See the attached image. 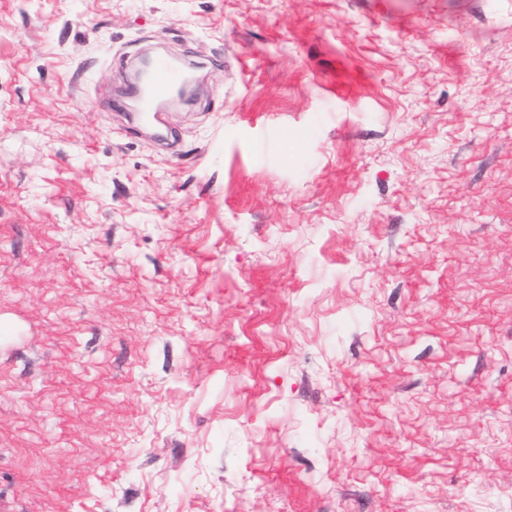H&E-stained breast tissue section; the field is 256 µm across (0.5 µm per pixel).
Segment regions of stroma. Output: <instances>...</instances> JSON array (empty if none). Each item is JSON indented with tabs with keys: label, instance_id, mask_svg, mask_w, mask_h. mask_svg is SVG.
<instances>
[{
	"label": "stroma",
	"instance_id": "1",
	"mask_svg": "<svg viewBox=\"0 0 512 512\" xmlns=\"http://www.w3.org/2000/svg\"><path fill=\"white\" fill-rule=\"evenodd\" d=\"M0 512H512V0H0ZM184 77L180 65L169 57L159 55L154 58L150 82L144 87L136 86L131 91L133 97L140 100L141 109L138 113L143 124L158 129L166 125L161 104L173 96Z\"/></svg>",
	"mask_w": 512,
	"mask_h": 512
}]
</instances>
